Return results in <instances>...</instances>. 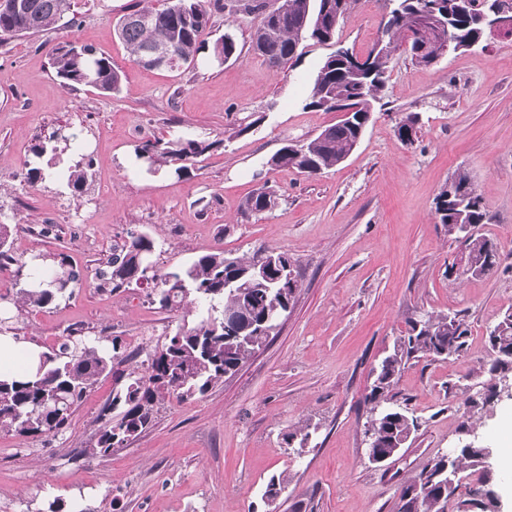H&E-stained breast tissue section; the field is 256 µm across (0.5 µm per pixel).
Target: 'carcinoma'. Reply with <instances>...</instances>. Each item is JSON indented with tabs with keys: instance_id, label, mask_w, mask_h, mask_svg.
Listing matches in <instances>:
<instances>
[{
	"instance_id": "cac0c4a2",
	"label": "carcinoma",
	"mask_w": 512,
	"mask_h": 512,
	"mask_svg": "<svg viewBox=\"0 0 512 512\" xmlns=\"http://www.w3.org/2000/svg\"><path fill=\"white\" fill-rule=\"evenodd\" d=\"M357 0H277L267 11L264 0H137L131 12L151 15L149 26L127 24L118 20L117 37L129 50L136 64H141L147 50L156 43L172 49L173 61L166 69L178 71L219 60L222 56L239 57L235 36L226 32L208 42L205 32L214 11L254 14L259 22L251 34V47L272 68L283 70L299 56L303 42H332L338 24L351 12ZM387 24L394 31L380 47H372L364 65L374 72L364 83L340 61L327 57L310 85L306 106L326 111L351 113L347 120L322 130L305 143L299 153L275 154L272 167H291L310 176L319 175L341 164L358 146L366 126L359 120L385 83L392 55L403 50L417 66H431L448 54V28L460 36L480 38L483 33L475 14L496 0H471V7L456 9L443 0V7L423 30L415 22L419 0H394ZM25 11L0 12V43L14 37L35 35L76 23L75 0H28ZM51 67L63 85L75 90L90 86L103 93L119 89L121 75L111 58L93 47L65 42L55 48ZM215 143L189 135L161 136L134 145L136 159L151 153L146 172L152 175L174 171L189 174L192 166L213 149ZM80 151L78 136L60 128L45 140L35 143L32 158L26 162L25 181L35 185L56 175L52 160L67 152ZM91 159L83 154L69 166L63 177L67 186L80 195L88 185ZM277 195L263 185L242 203V213L257 215L272 210ZM435 214L448 236L456 239L459 224L472 225L466 241L467 259L476 262L481 273L497 263L494 243L476 232L489 221L469 173L458 171L435 198ZM155 240L149 234L130 235L112 245V252L96 271L98 287L118 291L133 284L153 283L152 303L161 310H186L192 325H183L165 336L148 353L142 369L133 370L98 415L100 426L96 439L85 453L105 456L112 453V439L135 438L154 420L158 404L166 399L205 395L212 387L232 375L275 334L280 320L288 312L295 289L279 278L280 265L290 262L286 253L256 255L249 259L232 258L216 249L198 256L187 266L157 274L151 257ZM17 265L15 295H0V326L10 331L9 313L25 307L51 305L70 285L81 280L78 270L61 255H34L28 261L16 259L8 245L0 246V266ZM469 328L465 319L455 314L426 315L410 324L407 335L399 338L393 349L375 369L369 398L375 403L372 417L378 420L374 454L384 461L398 457L411 436L419 429L418 419L392 403L396 378L408 360L420 355L433 361L447 362L467 350ZM488 374L484 389L494 393L493 378L499 369L512 370V308L507 310L490 331ZM128 356L117 339L89 338L79 329L68 334L58 349L41 355L36 373L11 381L0 380V431L29 438L57 433L68 424L73 409L102 377L116 373ZM461 475L477 476L478 489L484 494L457 502V512H497L498 495L485 487L487 476L479 453L460 446L453 458L438 454L424 461L400 489L398 512H446L448 499ZM288 476L274 475L263 496L270 499L282 494Z\"/></svg>"
}]
</instances>
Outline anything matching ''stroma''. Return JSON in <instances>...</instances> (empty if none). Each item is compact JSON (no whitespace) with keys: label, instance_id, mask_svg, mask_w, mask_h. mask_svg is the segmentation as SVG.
I'll use <instances>...</instances> for the list:
<instances>
[{"label":"stroma","instance_id":"stroma-1","mask_svg":"<svg viewBox=\"0 0 512 512\" xmlns=\"http://www.w3.org/2000/svg\"><path fill=\"white\" fill-rule=\"evenodd\" d=\"M132 3L80 0L75 25L0 45V224L17 259L62 254L83 275L54 304L20 312L17 335L48 351L80 326L126 346L125 370L139 366L183 314L151 305L140 287L98 288L96 268L133 232L152 235L162 269L215 249L285 253L298 287L278 335L237 373L203 396L165 402L146 432L109 456L84 454L116 387L109 376L63 431L27 439L0 432V512H45L56 498L92 512H291L296 504L301 512H397L402 483L458 446L469 389L488 378L487 336L512 307V36L485 34L430 67L396 52L357 148L310 177L268 161L287 141L339 120L307 107L310 81L336 47L368 53L390 0H357L333 43L305 42L285 70L251 50L256 16L213 13V37L233 32L238 59L175 72L131 61L115 26ZM65 40L110 56L119 91L65 88L50 67ZM410 113L419 124L406 144L396 126ZM247 118L253 127L238 132ZM62 126L93 159L80 198L56 180L25 181L37 138ZM184 132L215 143L189 175L138 171L134 142ZM460 170L489 217L479 231L500 254L479 276L464 273V244L435 217V197ZM265 184L277 206L243 217L242 201ZM455 313L469 325L467 352L407 362L393 402L420 427L398 460L370 462L363 427L374 368L411 322ZM476 424L484 445L499 448L512 429V398L491 401ZM305 425L312 440L300 450L286 436ZM280 472L288 486L267 504L265 484Z\"/></svg>","mask_w":512,"mask_h":512}]
</instances>
